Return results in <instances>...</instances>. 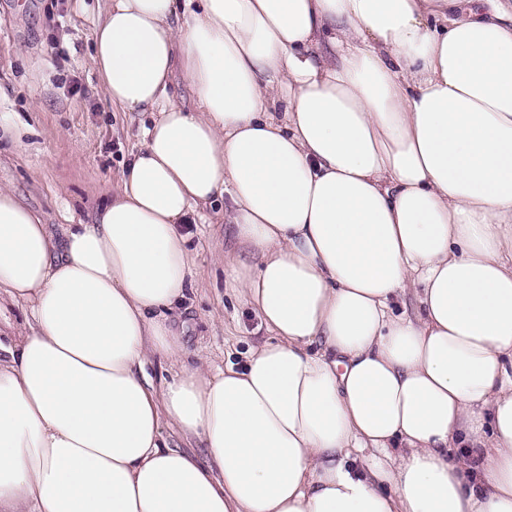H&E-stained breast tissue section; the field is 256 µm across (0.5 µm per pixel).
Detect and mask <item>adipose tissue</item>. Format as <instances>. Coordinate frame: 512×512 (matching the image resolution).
Listing matches in <instances>:
<instances>
[{
    "mask_svg": "<svg viewBox=\"0 0 512 512\" xmlns=\"http://www.w3.org/2000/svg\"><path fill=\"white\" fill-rule=\"evenodd\" d=\"M465 2L108 0L155 118L62 238L0 185V512H512V0ZM224 196L240 370L171 314Z\"/></svg>",
    "mask_w": 512,
    "mask_h": 512,
    "instance_id": "obj_1",
    "label": "adipose tissue"
}]
</instances>
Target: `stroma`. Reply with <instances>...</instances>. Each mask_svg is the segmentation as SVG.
<instances>
[{"label":"stroma","instance_id":"stroma-1","mask_svg":"<svg viewBox=\"0 0 512 512\" xmlns=\"http://www.w3.org/2000/svg\"><path fill=\"white\" fill-rule=\"evenodd\" d=\"M104 0H0V113L19 119V137L0 139V184L51 224H86L115 190L152 122L150 112L112 105L91 66L92 32ZM56 35L58 50L48 37ZM232 241L223 202L204 212L187 241L191 292L177 303L192 326L190 350L243 367L266 339L257 312L232 288L217 258Z\"/></svg>","mask_w":512,"mask_h":512}]
</instances>
